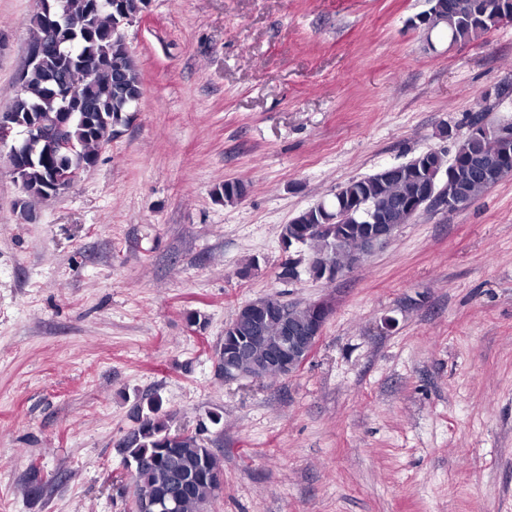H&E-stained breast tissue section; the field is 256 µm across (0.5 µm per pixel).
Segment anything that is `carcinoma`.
Returning <instances> with one entry per match:
<instances>
[{
  "mask_svg": "<svg viewBox=\"0 0 512 512\" xmlns=\"http://www.w3.org/2000/svg\"><path fill=\"white\" fill-rule=\"evenodd\" d=\"M50 15L38 11L31 18L37 45L52 35L63 41L60 50L42 54L37 61H25L26 81L19 88L10 108L15 120L25 125L36 121L51 126L66 107L77 103L68 127L77 150L59 158L51 143L34 142L36 155L17 177L22 185L34 189L33 199L55 194L48 188L56 163L73 171L93 166L98 150L111 141L115 128L127 121L134 99L141 97L139 68L116 28L130 21L145 8V0H113L107 9L97 0H47ZM423 23L427 34L439 31L451 45L477 40L505 21L512 20V0H445L441 8L431 7ZM56 19L61 28L53 31L48 19ZM124 68V89L115 87L114 71ZM477 157L512 160V134L497 132L496 137L465 133L456 138L452 159L436 151L421 153L407 162L385 171L350 179L336 187L330 198L300 212L282 230L286 244L300 242L309 248L308 274L315 280L332 282L336 267L347 263V253L333 254V245L342 241L347 249L360 244L368 233L362 223L363 212L390 208L392 224H407L415 216L413 207L422 187L433 185L438 201L454 211L462 197L471 204L489 185L472 174L469 162ZM245 194L241 183L226 182L217 195L226 202L240 200ZM276 312L262 316L251 306H241L228 324L224 341L216 351L218 374H224V355L247 348L249 356L240 364L243 376L276 380L280 367L266 362L267 351L284 334V323L303 326L312 319L308 306L267 297ZM171 414L162 411L159 399L148 398L137 406V426L117 443L125 465L129 466L132 485L128 491L132 512H152L149 505L166 498L168 486L163 472L179 469L191 476V487L179 502L176 512H206L219 495L214 477L224 474L218 457L208 448L203 434L206 424L195 432L173 431Z\"/></svg>",
  "mask_w": 512,
  "mask_h": 512,
  "instance_id": "1",
  "label": "carcinoma"
}]
</instances>
